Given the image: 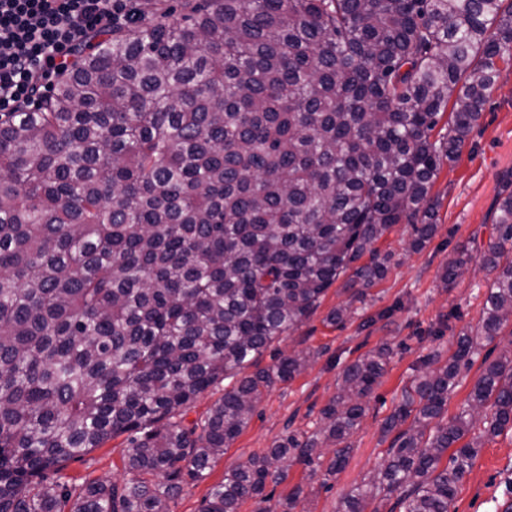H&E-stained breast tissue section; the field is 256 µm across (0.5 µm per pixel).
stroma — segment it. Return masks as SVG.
I'll use <instances>...</instances> for the list:
<instances>
[{"instance_id": "obj_1", "label": "stroma", "mask_w": 512, "mask_h": 512, "mask_svg": "<svg viewBox=\"0 0 512 512\" xmlns=\"http://www.w3.org/2000/svg\"><path fill=\"white\" fill-rule=\"evenodd\" d=\"M512 192V64H500L498 78L481 117L467 135L455 162L444 165L431 190L435 232L418 251L410 247L412 229L398 224L375 244L388 256L385 277L368 289L357 312L344 324L329 315L353 302L348 275H341L317 309L296 330L276 339L257 359L258 368L278 356L306 354L308 362L294 379L276 382L256 408L246 428L230 444L209 474L186 481L172 512H199L213 486L249 457L262 455L288 433H310L321 411L336 396L344 369L387 345L393 350L386 372L366 400L367 411L348 439L347 461L336 475L295 464L280 484H267L264 501L246 500L240 512H283L292 490H299L295 512H336L340 501L377 469L390 444L383 423L401 401L411 369L432 351L451 354L460 331L481 322L490 278L481 256L493 241L498 201ZM468 249L471 260L452 283L442 273L450 259ZM512 349V327L480 349L474 364L461 373L448 401L449 414L466 403L474 381L487 363ZM127 445L117 438L82 458L68 462L67 478H107L123 483ZM512 504V432L487 440L458 488L456 512H504Z\"/></svg>"}]
</instances>
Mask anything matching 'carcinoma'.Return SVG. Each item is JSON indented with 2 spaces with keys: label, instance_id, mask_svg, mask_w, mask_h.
Here are the masks:
<instances>
[{
  "label": "carcinoma",
  "instance_id": "cac0c4a2",
  "mask_svg": "<svg viewBox=\"0 0 512 512\" xmlns=\"http://www.w3.org/2000/svg\"><path fill=\"white\" fill-rule=\"evenodd\" d=\"M182 9L86 36L41 108L0 112V512H171L265 391L305 367L292 354L245 373L262 351L350 269L362 301L387 272L374 244L392 226L411 225L414 250L431 239L433 184L512 62L503 0ZM498 211L480 328L412 368L384 462L337 512L380 495L454 512L483 440L512 431V352L444 420L477 338L512 323V193ZM471 259L459 252L442 280ZM391 355L348 365L316 431L241 463L200 512H239L293 462L339 472ZM121 436L129 479L66 480L69 461ZM228 384V380L223 382L221 385L210 389L204 395H202L188 411L186 416V423H190L197 418L201 417L207 409L222 395H224V385Z\"/></svg>",
  "mask_w": 512,
  "mask_h": 512
}]
</instances>
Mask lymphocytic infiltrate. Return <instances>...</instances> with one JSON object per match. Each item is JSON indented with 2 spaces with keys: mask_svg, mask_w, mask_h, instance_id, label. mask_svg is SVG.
<instances>
[{
  "mask_svg": "<svg viewBox=\"0 0 512 512\" xmlns=\"http://www.w3.org/2000/svg\"><path fill=\"white\" fill-rule=\"evenodd\" d=\"M126 0H0V112L34 101L68 68L88 31L125 16Z\"/></svg>",
  "mask_w": 512,
  "mask_h": 512,
  "instance_id": "1",
  "label": "lymphocytic infiltrate"
}]
</instances>
